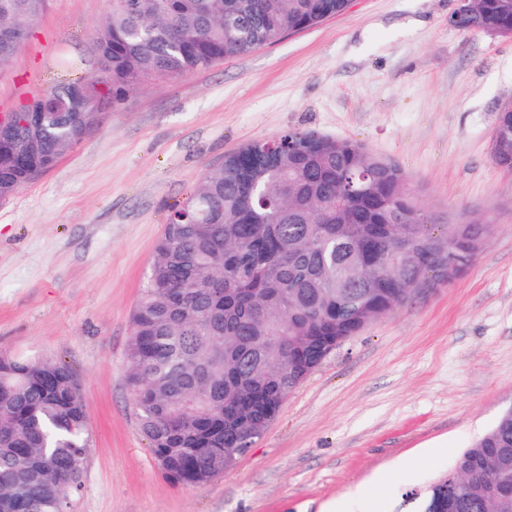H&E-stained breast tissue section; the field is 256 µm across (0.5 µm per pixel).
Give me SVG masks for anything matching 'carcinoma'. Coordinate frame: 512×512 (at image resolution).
<instances>
[{
    "label": "carcinoma",
    "mask_w": 512,
    "mask_h": 512,
    "mask_svg": "<svg viewBox=\"0 0 512 512\" xmlns=\"http://www.w3.org/2000/svg\"><path fill=\"white\" fill-rule=\"evenodd\" d=\"M45 0H0V68ZM348 0H112L97 44L119 99L140 79L248 54L342 13ZM449 24L512 36V0H469ZM76 84L21 158L0 152V199L76 145L96 113ZM512 170V136L492 144ZM484 228L434 234L402 169L314 130L245 144L170 211L131 314L126 385L154 459L198 486L232 468L335 349L412 290L433 258L476 253ZM87 409L68 365L0 355V512H70L88 454ZM512 512V407L431 486L420 512Z\"/></svg>",
    "instance_id": "obj_1"
}]
</instances>
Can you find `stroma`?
Here are the masks:
<instances>
[{"label":"stroma","mask_w":512,"mask_h":512,"mask_svg":"<svg viewBox=\"0 0 512 512\" xmlns=\"http://www.w3.org/2000/svg\"><path fill=\"white\" fill-rule=\"evenodd\" d=\"M457 0H349L340 16L102 99L83 140L0 200V353L76 373L89 452L72 512H414L512 406V171L492 160L512 105V38L462 33ZM109 0H47L0 69V114L102 74ZM289 130L398 164L434 223L487 225L452 282L430 277L333 350L236 465L170 482L125 384L130 317L170 210L206 169Z\"/></svg>","instance_id":"1"}]
</instances>
